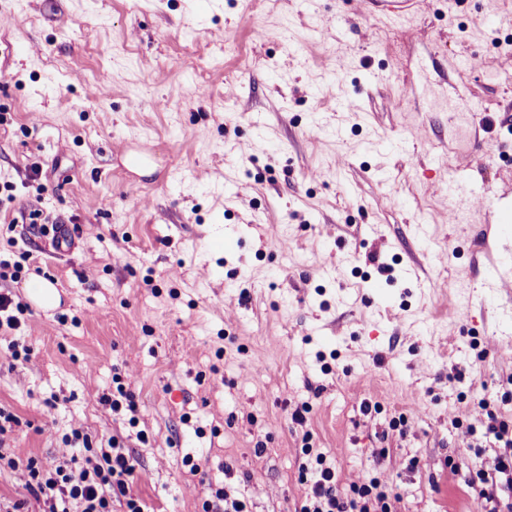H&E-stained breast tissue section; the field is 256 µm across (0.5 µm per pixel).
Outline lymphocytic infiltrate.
Segmentation results:
<instances>
[{
  "mask_svg": "<svg viewBox=\"0 0 512 512\" xmlns=\"http://www.w3.org/2000/svg\"><path fill=\"white\" fill-rule=\"evenodd\" d=\"M486 430L500 453L494 472L479 469L467 480L481 507L512 512V417L489 408ZM307 462L298 467V477L307 487L299 512H395V495L379 478L340 489L335 467L323 454L303 446ZM59 465L44 468L35 457L15 458L0 452V464L7 467L25 491L24 498L0 501V512H112L121 503L124 512H145L146 505L132 486L136 464L123 442L110 438L106 446L94 447L82 428H71L58 451ZM201 486V512H249L247 501L235 491L213 484L202 463L190 465Z\"/></svg>",
  "mask_w": 512,
  "mask_h": 512,
  "instance_id": "obj_1",
  "label": "lymphocytic infiltrate"
}]
</instances>
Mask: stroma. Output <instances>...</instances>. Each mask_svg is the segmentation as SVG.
Listing matches in <instances>:
<instances>
[{
	"label": "stroma",
	"mask_w": 512,
	"mask_h": 512,
	"mask_svg": "<svg viewBox=\"0 0 512 512\" xmlns=\"http://www.w3.org/2000/svg\"><path fill=\"white\" fill-rule=\"evenodd\" d=\"M449 73L491 122L470 161L508 181L512 0H421L388 25L364 0H0V260L23 266L0 290L27 304L32 347L9 360L0 334L7 447L52 466L77 422L124 441L149 512H198L187 455L250 512H295L308 441L341 487L378 477L399 512H477L464 479L498 449L454 424L501 401L512 300L482 302L498 254L423 143L448 140ZM329 81L364 111L333 113ZM126 149L145 165L126 170ZM58 221L78 231L55 258L40 227ZM36 277L58 306L30 304ZM117 367L134 427L98 401Z\"/></svg>",
	"instance_id": "stroma-1"
}]
</instances>
